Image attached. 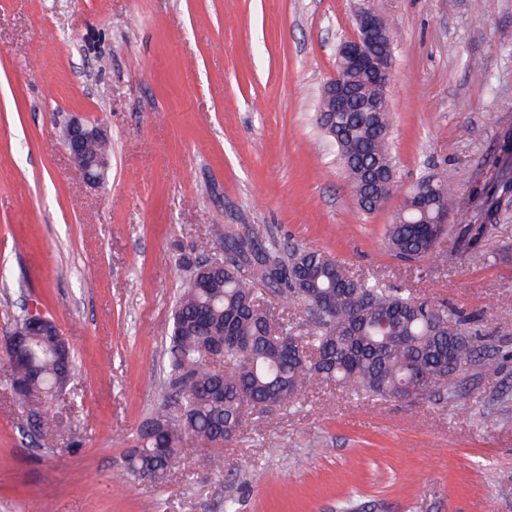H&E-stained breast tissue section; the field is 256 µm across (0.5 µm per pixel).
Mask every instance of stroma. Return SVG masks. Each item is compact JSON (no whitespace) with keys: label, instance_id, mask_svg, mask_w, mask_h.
I'll list each match as a JSON object with an SVG mask.
<instances>
[{"label":"stroma","instance_id":"35a3bbf8","mask_svg":"<svg viewBox=\"0 0 512 512\" xmlns=\"http://www.w3.org/2000/svg\"><path fill=\"white\" fill-rule=\"evenodd\" d=\"M397 28L390 146L397 188L360 211L320 90L360 8ZM512 0H0V334L37 304L75 371L38 447L0 384V512H512V191L487 212L512 136ZM112 143L102 187L64 146L72 116ZM444 171L485 227L445 267L409 265L384 233L424 173ZM266 225L288 248L465 310L480 360L419 398L314 386L219 450L185 443L162 484L127 475L169 404L181 256ZM221 456L215 469L213 456Z\"/></svg>","mask_w":512,"mask_h":512}]
</instances>
